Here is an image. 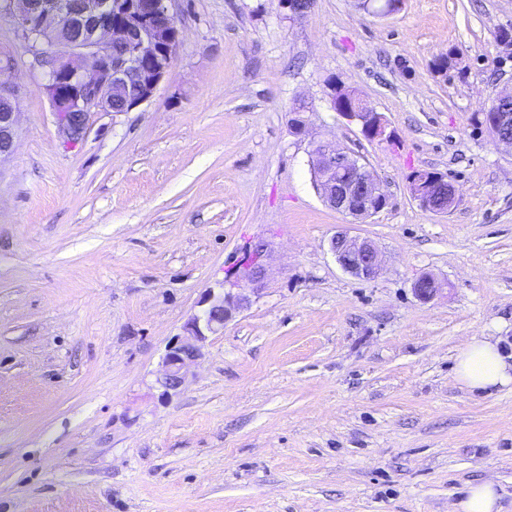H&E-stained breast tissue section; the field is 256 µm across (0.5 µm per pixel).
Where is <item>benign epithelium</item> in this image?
Wrapping results in <instances>:
<instances>
[{"label":"benign epithelium","mask_w":512,"mask_h":512,"mask_svg":"<svg viewBox=\"0 0 512 512\" xmlns=\"http://www.w3.org/2000/svg\"><path fill=\"white\" fill-rule=\"evenodd\" d=\"M171 0H10L16 8L18 27L36 61L49 60L42 88L61 131L70 142L82 139L88 117L112 111V99L125 97L123 111L131 112L149 102L165 79L173 60L178 28L169 10ZM374 16L398 12L402 0H359ZM124 52L112 55V45ZM140 91L125 96L130 77ZM333 109L359 122L369 140L390 142L385 117L369 107L354 89L338 82L329 85ZM512 89L492 101V112L482 124L497 143L512 149ZM18 135V113L0 111V157L12 152ZM311 173L322 201L330 208L356 220H364L388 204L389 196L372 168L333 140L312 142ZM412 197L432 214H446L457 197L456 186L442 173L417 170L409 178ZM330 250L340 267L360 280H373L381 271L376 246L367 238L338 232L330 239ZM263 249L239 266L241 285L209 290L201 309L184 326L183 339L169 345L164 369L154 388L159 397L176 395L185 382L188 368L199 357L208 337L224 332L232 315L250 304L260 291L265 276ZM440 290L437 279L423 275L413 284L418 300L429 302Z\"/></svg>","instance_id":"benign-epithelium-1"}]
</instances>
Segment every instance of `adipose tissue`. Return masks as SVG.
<instances>
[{"label":"adipose tissue","mask_w":512,"mask_h":512,"mask_svg":"<svg viewBox=\"0 0 512 512\" xmlns=\"http://www.w3.org/2000/svg\"><path fill=\"white\" fill-rule=\"evenodd\" d=\"M458 381L471 390L491 391L512 386V361L491 337L471 339L456 356Z\"/></svg>","instance_id":"obj_1"}]
</instances>
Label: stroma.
I'll return each instance as SVG.
<instances>
[{
    "mask_svg": "<svg viewBox=\"0 0 512 512\" xmlns=\"http://www.w3.org/2000/svg\"><path fill=\"white\" fill-rule=\"evenodd\" d=\"M170 10L180 43L155 96L90 114L71 143L0 0L19 114L0 158V512H451L482 481L512 512V389L454 374L475 337L512 355V149L476 122L512 86L497 41L512 0H404L387 17L358 0ZM335 81L392 142L333 110ZM313 137L370 164L381 212L356 221L321 201ZM419 169L455 183L448 214L411 197ZM341 230L377 246V278L339 267ZM258 246L262 291L160 399L167 346ZM426 273L443 290L424 303Z\"/></svg>",
    "mask_w": 512,
    "mask_h": 512,
    "instance_id": "35a3bbf8",
    "label": "stroma"
}]
</instances>
